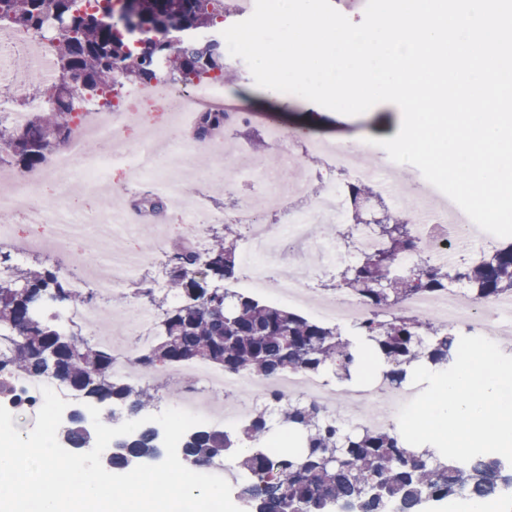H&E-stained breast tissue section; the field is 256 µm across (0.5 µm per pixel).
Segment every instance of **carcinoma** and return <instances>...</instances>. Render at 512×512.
<instances>
[{"mask_svg": "<svg viewBox=\"0 0 512 512\" xmlns=\"http://www.w3.org/2000/svg\"><path fill=\"white\" fill-rule=\"evenodd\" d=\"M0 24L55 36L56 78L37 91L51 107L27 110L20 126L0 122V154L20 172L40 166L55 143L69 135L67 116L76 102L112 106L120 84H146L160 76L187 85L228 78L224 44L195 35L220 26L216 0H0ZM80 91V98L74 91ZM224 129V113L200 112L194 136L204 142ZM358 210L364 182L346 186ZM381 249L362 252L340 274L336 288L354 294L373 311L394 308L417 292L440 294L455 283L481 302L512 296V244L475 264H436L418 254L414 233L400 217L373 227ZM201 257L191 249L169 256L165 287L143 288L142 298L158 303L157 337L138 353L135 365L149 373L190 361L219 366L227 373L273 379L287 372L351 378L359 349L381 364V380L396 388L415 367L446 370L454 362L460 333L438 317L375 316L357 327L361 346L338 325L327 326L284 308L230 293L224 282L236 275L240 229L226 224L209 230ZM417 255L404 271L403 259ZM0 400L15 403L14 375L58 381L88 403L112 402L108 417L134 418L154 406L157 389L128 385L112 376V356L80 332L68 330L50 306L70 307L92 300L73 291L53 266L26 267L0 250ZM298 433L300 446L278 455L265 450L269 418ZM62 441L74 451L92 447L82 410L68 415ZM244 452L237 496L249 512H423L451 499L496 505L512 503V465L484 454L468 463L444 458L437 449L408 444L395 426L347 428L319 404L267 395L250 420L235 431L200 429L182 443L179 459L204 466L216 457ZM164 455L158 431L150 426L112 441L106 464L126 469L134 459ZM339 457L330 464L332 456Z\"/></svg>", "mask_w": 512, "mask_h": 512, "instance_id": "carcinoma-1", "label": "carcinoma"}]
</instances>
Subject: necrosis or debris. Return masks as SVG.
<instances>
[{
    "label": "necrosis or debris",
    "instance_id": "1",
    "mask_svg": "<svg viewBox=\"0 0 512 512\" xmlns=\"http://www.w3.org/2000/svg\"><path fill=\"white\" fill-rule=\"evenodd\" d=\"M54 41L50 36L23 27L0 26V70L6 74L10 92L0 97V119L19 124L24 113L14 110L13 100L29 98L33 89L49 84L54 77ZM224 82L208 79L186 87L158 78L146 85L123 87L112 109L100 111L84 106L73 112L71 134L64 149L47 166L17 172L0 165V247L15 256L47 250L59 271L77 291L92 289L93 301L63 311V325L81 327L96 343L107 346L115 361L113 371L127 381L140 384L145 375L134 365L136 350L152 340L153 313L143 304H130L124 317V331L110 330L106 305L118 292L141 287V273L152 267V253L134 248L138 226L130 220L132 208L148 211V203L164 200L177 210L185 223L189 246L204 254L208 248V228L213 224L238 225L239 283L256 292L274 291L281 301L314 309L319 318L355 326L369 320L373 312L350 294L318 296L310 291L311 270L296 267L281 254L293 244L306 246L307 255L320 264H350L355 253L377 248L378 238L364 225L353 227L354 249L339 253L330 228L347 218V182L373 181L391 202L411 198L420 255L432 262L449 261L455 251L479 259L489 251L494 235L479 229L446 195L431 184L419 185L408 195L391 179L397 163L384 161L378 170L357 166L360 155H381L382 148L367 142L351 147L314 136L287 132L277 121L243 107L228 108ZM157 108L169 121L165 126L145 130L133 143L123 134L135 124L141 112ZM208 110L225 113L226 124L260 127L271 153L268 158L244 164L234 153L225 151L221 138L187 140L181 135L184 115ZM113 168L127 173L128 204L104 197L101 174ZM216 173L217 185L234 191L243 174L264 183L274 194L280 209L277 222H270L258 196L241 198L233 209L207 205L202 196L189 191L195 174ZM345 173L346 182L336 179ZM81 181L87 195L97 197L96 210L88 212L73 205L70 186ZM52 184L58 195L55 207L40 202L45 184ZM43 228L45 237L21 239L16 224ZM416 316H436L449 327L466 326L487 338L512 335V311H504L502 301L491 305L474 301L459 289L432 297L415 294L402 306ZM167 379L175 381L178 406L204 416L208 423L230 425L245 421L258 401L270 391L283 398L296 396L334 409L336 400L347 397L349 409L341 421L349 427L376 428L393 425L400 407L419 392L418 387L389 388L376 383L364 389L330 390L320 377L285 373L267 381L247 374L231 375L212 365L197 362L171 369ZM232 394L226 407L214 406L215 398ZM378 412L366 414L367 405Z\"/></svg>",
    "mask_w": 512,
    "mask_h": 512
}]
</instances>
